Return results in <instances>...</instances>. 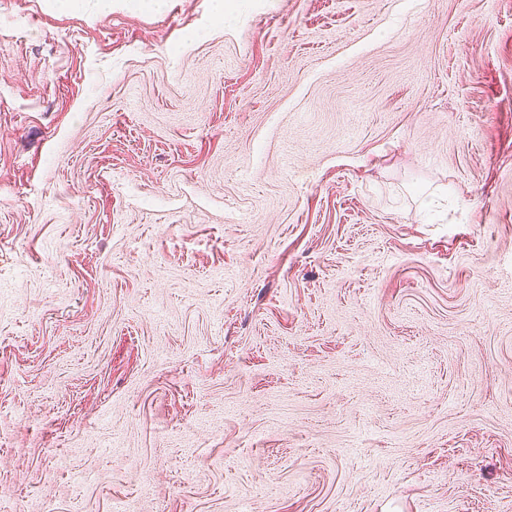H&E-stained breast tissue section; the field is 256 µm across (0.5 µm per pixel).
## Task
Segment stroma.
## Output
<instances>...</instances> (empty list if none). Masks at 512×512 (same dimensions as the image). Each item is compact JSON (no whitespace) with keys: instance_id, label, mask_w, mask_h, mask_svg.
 <instances>
[{"instance_id":"35a3bbf8","label":"stroma","mask_w":512,"mask_h":512,"mask_svg":"<svg viewBox=\"0 0 512 512\" xmlns=\"http://www.w3.org/2000/svg\"><path fill=\"white\" fill-rule=\"evenodd\" d=\"M0 0V512H512V0Z\"/></svg>"}]
</instances>
